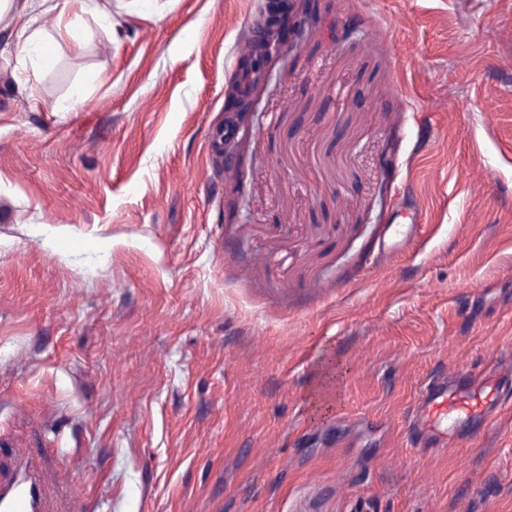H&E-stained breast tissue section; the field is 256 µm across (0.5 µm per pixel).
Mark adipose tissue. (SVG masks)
Wrapping results in <instances>:
<instances>
[{"instance_id": "ef3b65f1", "label": "adipose tissue", "mask_w": 512, "mask_h": 512, "mask_svg": "<svg viewBox=\"0 0 512 512\" xmlns=\"http://www.w3.org/2000/svg\"><path fill=\"white\" fill-rule=\"evenodd\" d=\"M78 6L80 12L97 19H111V0H24L21 7H14L13 0H0V27L8 29L14 46L27 58L33 70L48 66L54 59L57 41L38 29V19L55 15L58 29H68L65 20L67 5Z\"/></svg>"}]
</instances>
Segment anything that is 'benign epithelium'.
<instances>
[{
    "mask_svg": "<svg viewBox=\"0 0 512 512\" xmlns=\"http://www.w3.org/2000/svg\"><path fill=\"white\" fill-rule=\"evenodd\" d=\"M308 24L309 15L306 9L298 5L297 0H268L259 51L250 59L247 71L257 78L268 67L271 59L298 47ZM228 96L232 101L228 112L231 124L238 128L248 125L251 111L249 99L238 96L233 89ZM236 155V142L229 136L224 139V173H237Z\"/></svg>",
    "mask_w": 512,
    "mask_h": 512,
    "instance_id": "benign-epithelium-1",
    "label": "benign epithelium"
}]
</instances>
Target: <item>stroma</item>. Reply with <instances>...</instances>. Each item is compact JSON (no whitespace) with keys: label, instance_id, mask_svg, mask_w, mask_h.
<instances>
[{"label":"stroma","instance_id":"35a3bbf8","mask_svg":"<svg viewBox=\"0 0 512 512\" xmlns=\"http://www.w3.org/2000/svg\"><path fill=\"white\" fill-rule=\"evenodd\" d=\"M265 5L112 0L51 67L0 54V434L66 460L52 512H512V405L402 440L512 345V0H321L236 184ZM228 96L232 101V107L229 112H225L228 114V118H230V122L235 127H243L248 125V116L251 111V104L249 99L240 97L237 95L236 91L232 88ZM510 357L511 348L502 349L494 360L496 372L490 377L478 378L469 370L453 368L447 375L429 380L404 419V437L410 448L417 453L440 450L464 431L471 439L481 436L512 390Z\"/></svg>","mask_w":512,"mask_h":512}]
</instances>
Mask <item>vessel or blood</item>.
Segmentation results:
<instances>
[{"mask_svg":"<svg viewBox=\"0 0 512 512\" xmlns=\"http://www.w3.org/2000/svg\"><path fill=\"white\" fill-rule=\"evenodd\" d=\"M494 375L454 368L421 389L407 413L404 437L415 451L440 450L460 435L475 439L493 422L512 391V359L497 355ZM50 481L43 451L31 448L0 461V512H45Z\"/></svg>","mask_w":512,"mask_h":512,"instance_id":"obj_1","label":"vessel or blood"}]
</instances>
